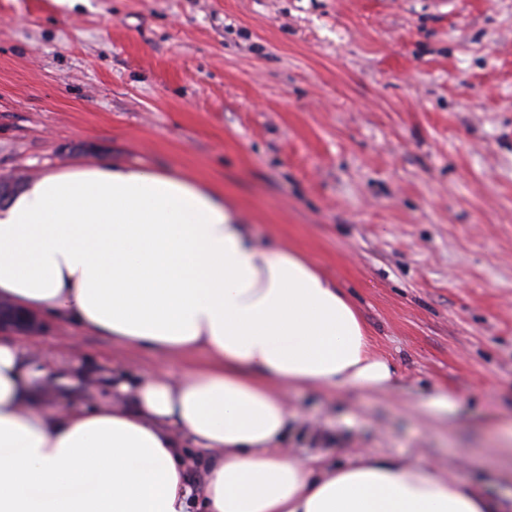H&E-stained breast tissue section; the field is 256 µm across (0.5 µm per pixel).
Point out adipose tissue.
<instances>
[{
  "label": "adipose tissue",
  "mask_w": 512,
  "mask_h": 512,
  "mask_svg": "<svg viewBox=\"0 0 512 512\" xmlns=\"http://www.w3.org/2000/svg\"><path fill=\"white\" fill-rule=\"evenodd\" d=\"M0 299L128 347L205 351L179 378L118 384L92 410L31 411L63 377L0 341V512H498L391 457L327 468L277 442L282 389L396 381L346 292L261 244L207 180L118 161L43 171L0 203ZM208 451L200 489L187 445Z\"/></svg>",
  "instance_id": "obj_1"
}]
</instances>
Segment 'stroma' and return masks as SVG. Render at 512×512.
Listing matches in <instances>:
<instances>
[{
    "instance_id": "stroma-1",
    "label": "stroma",
    "mask_w": 512,
    "mask_h": 512,
    "mask_svg": "<svg viewBox=\"0 0 512 512\" xmlns=\"http://www.w3.org/2000/svg\"><path fill=\"white\" fill-rule=\"evenodd\" d=\"M103 159L223 187L396 368L390 392L289 390L283 447L512 489V0H0V176ZM20 343L82 374L54 410L206 359L46 314Z\"/></svg>"
}]
</instances>
